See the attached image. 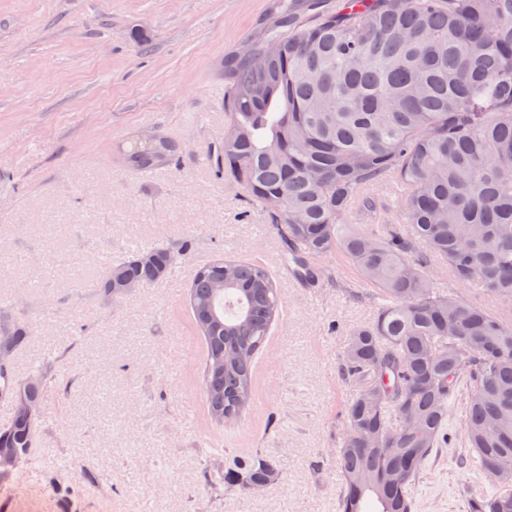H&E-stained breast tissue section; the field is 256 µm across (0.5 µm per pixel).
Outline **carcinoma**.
Returning <instances> with one entry per match:
<instances>
[{"label": "carcinoma", "mask_w": 512, "mask_h": 512, "mask_svg": "<svg viewBox=\"0 0 512 512\" xmlns=\"http://www.w3.org/2000/svg\"><path fill=\"white\" fill-rule=\"evenodd\" d=\"M251 51L218 62L224 140L216 173L242 185L265 213L284 262L311 288L315 263L347 256L377 292L371 321L352 329L338 373L358 393L345 409L334 458L338 512H416L424 467L450 444L451 405H463L466 462L488 492L467 512H512V0H269ZM178 144L154 134L125 149L129 166L176 165ZM400 189V223L355 230L350 210L375 208L368 190ZM189 244L135 246L105 264V291L122 276L149 286ZM448 271L450 288L430 270ZM502 300L496 310L481 298ZM193 325L206 343L201 375L211 419L232 424L255 400L254 365L281 316L277 278L219 256L189 287ZM38 397L64 386L56 360L33 370ZM24 381L0 370V399ZM39 431L17 415L0 448L34 461ZM257 452L232 463L206 454L204 484L218 497L274 482Z\"/></svg>", "instance_id": "1"}]
</instances>
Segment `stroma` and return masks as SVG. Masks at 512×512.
I'll return each instance as SVG.
<instances>
[{
  "mask_svg": "<svg viewBox=\"0 0 512 512\" xmlns=\"http://www.w3.org/2000/svg\"><path fill=\"white\" fill-rule=\"evenodd\" d=\"M266 0H0V321L28 338L18 375L55 356L68 392L46 394L35 465L0 492L5 512H337L332 453L356 390L338 364L348 329L370 321L374 292L340 253L321 285L289 279L280 238L243 216L241 186L218 178L208 150L224 136L216 63L252 37ZM152 130L180 145L178 166L140 174L119 143ZM192 250L171 276L105 301L101 257L135 244ZM224 253L279 280L282 316L254 367L255 402L211 422L206 355L187 290L196 266ZM454 435L413 489L417 512H466L462 488L486 483L460 464ZM226 459L260 451L276 465L267 490L211 497L202 449ZM78 488L52 479L62 461Z\"/></svg>",
  "mask_w": 512,
  "mask_h": 512,
  "instance_id": "obj_1",
  "label": "stroma"
}]
</instances>
